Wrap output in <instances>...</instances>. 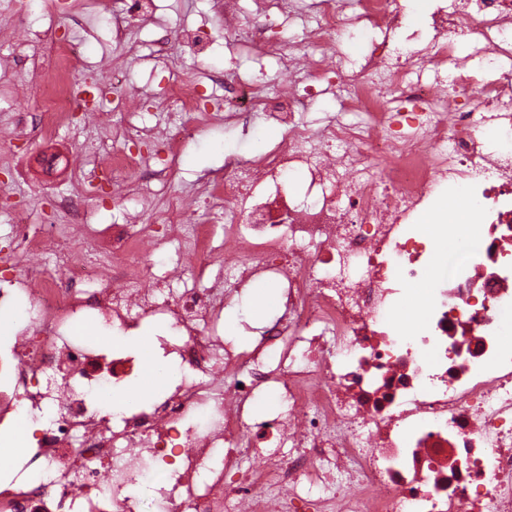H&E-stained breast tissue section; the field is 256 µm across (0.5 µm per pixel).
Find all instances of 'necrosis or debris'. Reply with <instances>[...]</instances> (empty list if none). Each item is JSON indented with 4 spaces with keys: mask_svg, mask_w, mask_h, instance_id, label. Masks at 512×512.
<instances>
[{
    "mask_svg": "<svg viewBox=\"0 0 512 512\" xmlns=\"http://www.w3.org/2000/svg\"><path fill=\"white\" fill-rule=\"evenodd\" d=\"M87 2L117 41L154 11L151 0ZM256 5L245 23L239 0H213L225 29L277 59L285 81L271 91L225 72L210 109L199 80L169 73L163 101L179 120L162 140L173 157L212 123L260 112L281 133L275 146L226 161L193 203L157 200L153 184L176 182L173 165L109 153L114 192L140 207L107 247L79 246L90 216L59 197L61 223H18L0 253L15 272L0 277V310L32 303L0 333V428L33 441L0 480V512H143L150 478L155 512H512V146L489 153L483 142L512 132V0H451L416 60L393 59L381 40L357 69L339 43L361 25L395 27L399 0H320L300 45L270 36L295 0ZM22 37L45 52L36 93L14 103L17 137L50 141L85 111L124 140L146 139L124 79H110L114 112L75 101L79 39ZM464 47L493 58L480 87L443 77ZM332 74L340 110L311 130L295 85ZM447 186L480 224L453 266L412 228ZM260 278L280 289L283 311L240 349L224 339V311ZM430 280L422 323L397 324L408 290ZM147 320L175 329L163 348L180 378L148 405L112 409L115 387L144 365L75 330L125 334Z\"/></svg>",
    "mask_w": 512,
    "mask_h": 512,
    "instance_id": "obj_1",
    "label": "necrosis or debris"
}]
</instances>
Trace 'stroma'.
<instances>
[{
	"mask_svg": "<svg viewBox=\"0 0 512 512\" xmlns=\"http://www.w3.org/2000/svg\"><path fill=\"white\" fill-rule=\"evenodd\" d=\"M446 2L404 0V24L393 37L392 50L409 58L423 48L432 36L428 17ZM419 11L425 15L420 22L415 19ZM201 24L213 34L209 44L200 50L176 46L173 57L185 73L202 80L203 89L211 99L223 95V85L214 83L213 78L227 70L263 76L266 84L273 88L280 85L282 76L273 58L255 55L225 38L224 21L214 13L211 0H163L154 19L131 28L120 44L113 43L107 21H90L88 30L80 34L85 44L84 54L72 66L70 75L77 81L87 82L109 73L113 62L125 64L128 78L140 94L136 123L147 130L156 129L166 120L156 103L166 91L167 67L154 60V41L163 33H178L182 26ZM15 52L28 55L29 60L7 82H0V195L9 197L11 202H23L30 222L41 224L50 218L51 199L69 195L73 190L69 159L78 154L82 157L83 168L99 167V156L84 154L82 145L93 140L111 141L112 132L93 122L76 132L61 129L47 145L13 142L14 93L33 87L40 79L38 58L32 55L29 44L0 38V57ZM279 138V132L270 128L258 112L233 125L215 124L183 147L177 159L183 172L179 188L186 192L200 181L223 175L225 156L247 159ZM45 152L59 159L54 171H45L41 165V155ZM136 206V200L131 198L121 200L103 195L91 186L84 190L83 208L92 213L93 222L99 228L121 223L126 212Z\"/></svg>",
	"mask_w": 512,
	"mask_h": 512,
	"instance_id": "obj_1",
	"label": "stroma"
}]
</instances>
